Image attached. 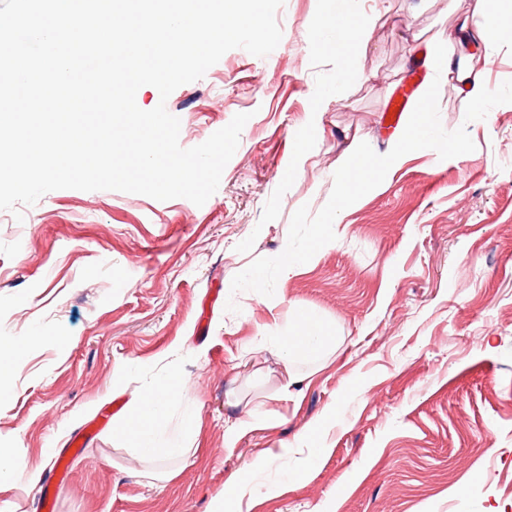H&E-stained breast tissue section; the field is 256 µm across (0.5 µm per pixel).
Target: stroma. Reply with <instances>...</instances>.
<instances>
[{
  "label": "stroma",
  "instance_id": "obj_1",
  "mask_svg": "<svg viewBox=\"0 0 512 512\" xmlns=\"http://www.w3.org/2000/svg\"><path fill=\"white\" fill-rule=\"evenodd\" d=\"M476 7L354 0L371 23L341 41L314 25L330 0H284L268 56L235 48L168 100L141 94V109L162 102L179 118L185 148L249 114L203 206L61 189L0 210V338L25 344L0 400V448L19 463L0 512H512V103L465 122L468 99L431 53L448 42L488 88L512 80L511 36L475 53L458 35ZM435 81L443 127H466L475 150L400 158L273 297L232 293L237 273L284 250L301 205L326 204L352 141L387 153L410 118L388 120L391 97L417 104ZM315 95L326 111L311 112ZM304 311L332 340L285 358L264 336ZM290 372L302 381L286 393ZM163 379L178 394L154 427L185 455L147 460L93 430ZM257 405L266 425L227 438ZM57 462L66 484L49 511L38 492Z\"/></svg>",
  "mask_w": 512,
  "mask_h": 512
}]
</instances>
